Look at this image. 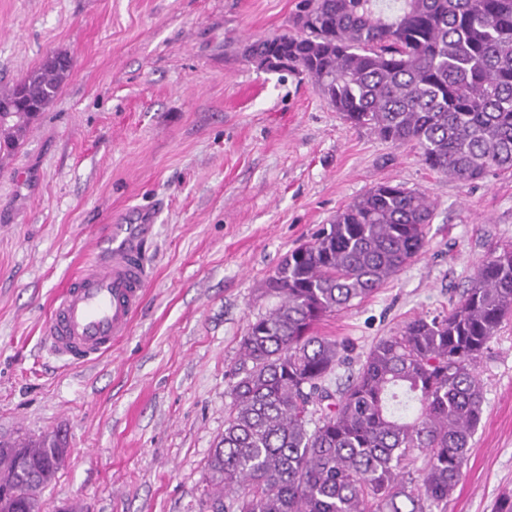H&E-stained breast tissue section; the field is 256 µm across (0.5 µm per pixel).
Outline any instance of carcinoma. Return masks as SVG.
<instances>
[{"label":"carcinoma","instance_id":"cac0c4a2","mask_svg":"<svg viewBox=\"0 0 512 512\" xmlns=\"http://www.w3.org/2000/svg\"><path fill=\"white\" fill-rule=\"evenodd\" d=\"M295 33L257 40L263 70L310 78L347 121L460 182L512 172V0H299ZM70 62H46L0 91V152L23 141ZM426 195L379 184L336 213L266 280L279 299L242 337L236 381L206 461L202 512H429L448 503L483 418L476 363L512 315V246L481 265L448 313L378 340L343 389L327 378L346 347L315 325L380 288L425 246ZM320 417L313 419L312 407ZM0 449L13 498L39 512L66 454ZM419 451L427 461L410 468Z\"/></svg>","mask_w":512,"mask_h":512}]
</instances>
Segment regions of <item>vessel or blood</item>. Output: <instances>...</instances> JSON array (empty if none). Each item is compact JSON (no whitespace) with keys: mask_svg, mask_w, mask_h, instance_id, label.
<instances>
[{"mask_svg":"<svg viewBox=\"0 0 512 512\" xmlns=\"http://www.w3.org/2000/svg\"><path fill=\"white\" fill-rule=\"evenodd\" d=\"M151 274L145 228L112 227L107 246L68 281L52 305L42 340L67 364L112 350L129 332Z\"/></svg>","mask_w":512,"mask_h":512,"instance_id":"vessel-or-blood-1","label":"vessel or blood"}]
</instances>
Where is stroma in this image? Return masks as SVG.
I'll return each mask as SVG.
<instances>
[{
    "label": "stroma",
    "mask_w": 512,
    "mask_h": 512,
    "mask_svg": "<svg viewBox=\"0 0 512 512\" xmlns=\"http://www.w3.org/2000/svg\"><path fill=\"white\" fill-rule=\"evenodd\" d=\"M297 0H0V87L71 59L56 99L0 159V440L58 431L70 451L42 512H200L264 282L337 211L390 182L434 207L423 251L324 318L341 387L380 339L447 313L512 243V174L461 183L346 122L304 76L247 58L292 31ZM151 214L152 278L129 336L66 366L40 336L53 299L110 224ZM483 419L436 512L512 495V317L480 356Z\"/></svg>",
    "instance_id": "35a3bbf8"
}]
</instances>
